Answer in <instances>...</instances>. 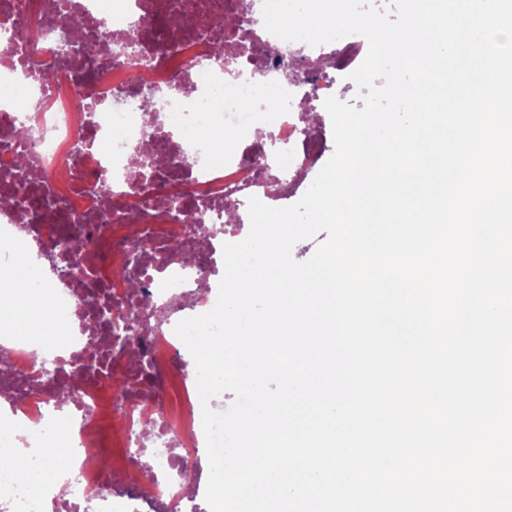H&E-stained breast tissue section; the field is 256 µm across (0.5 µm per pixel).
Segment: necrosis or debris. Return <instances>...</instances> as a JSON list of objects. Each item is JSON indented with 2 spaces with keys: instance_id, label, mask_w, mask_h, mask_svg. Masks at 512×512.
Listing matches in <instances>:
<instances>
[{
  "instance_id": "1",
  "label": "necrosis or debris",
  "mask_w": 512,
  "mask_h": 512,
  "mask_svg": "<svg viewBox=\"0 0 512 512\" xmlns=\"http://www.w3.org/2000/svg\"><path fill=\"white\" fill-rule=\"evenodd\" d=\"M262 6L0 0V30L15 34L0 66V265L17 266L24 242L37 258L27 284L46 297L31 316L41 336L0 344V408L42 426L47 448L28 457L35 470L49 466L59 423L73 427L64 489L37 497L0 466V512H181L205 493L185 478L206 443L196 375L174 327L217 292L224 241L215 225L233 218L245 238L249 197L270 206L288 198V184L321 156L304 111L332 95L331 68L351 74L368 52L357 34L304 46L325 70L283 81L274 65L283 42L265 29ZM243 11L240 39L215 58L216 19ZM59 16L79 19L84 35L43 74L38 63L63 33ZM20 82L30 88L22 138L6 95ZM145 86L156 97L148 112ZM175 194L187 199L183 211ZM132 206L141 212L134 226L124 219ZM56 265L72 266L73 278L51 277ZM106 301L115 314H139L134 354L110 346L112 326L98 313ZM47 332L70 344L39 361L33 347ZM125 386L130 394L117 399ZM116 486L123 495L113 496Z\"/></svg>"
}]
</instances>
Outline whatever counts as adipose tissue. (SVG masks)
Masks as SVG:
<instances>
[{
  "mask_svg": "<svg viewBox=\"0 0 512 512\" xmlns=\"http://www.w3.org/2000/svg\"><path fill=\"white\" fill-rule=\"evenodd\" d=\"M35 302L23 291H0V336L8 337L23 332L30 327V314ZM37 448L41 445L40 433L35 425L25 417L17 415L6 424L0 425V458L9 459L14 478L26 484L32 493L44 490L60 491L64 486L63 477L51 471L36 472L31 470L21 452V445Z\"/></svg>",
  "mask_w": 512,
  "mask_h": 512,
  "instance_id": "adipose-tissue-1",
  "label": "adipose tissue"
}]
</instances>
